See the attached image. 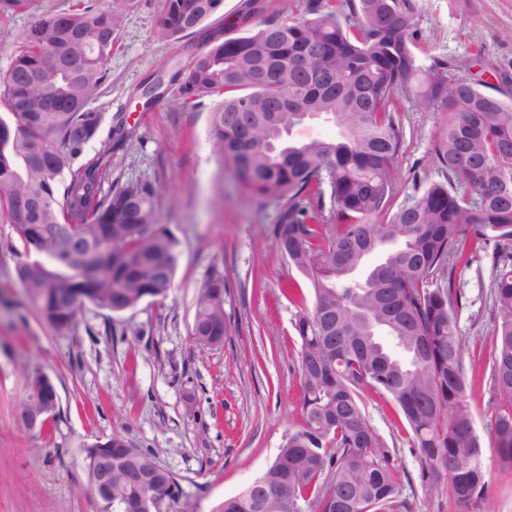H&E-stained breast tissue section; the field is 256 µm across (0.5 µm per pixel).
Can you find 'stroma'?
<instances>
[{
  "instance_id": "35a3bbf8",
  "label": "stroma",
  "mask_w": 512,
  "mask_h": 512,
  "mask_svg": "<svg viewBox=\"0 0 512 512\" xmlns=\"http://www.w3.org/2000/svg\"><path fill=\"white\" fill-rule=\"evenodd\" d=\"M76 0H21L0 7V71L20 37L49 13ZM419 65L450 62L455 74L512 99V0H409ZM313 0H224L205 27L217 40L257 25L308 15ZM162 0H138L124 15L105 78L92 95L103 125L84 155L110 160L104 191L127 184L156 192L159 220L175 242L174 286L161 302L144 300L114 313L86 305L59 333L27 301L9 251L16 234L0 213V512H111L87 491L82 449L118 435L151 452L178 481L197 512H211L243 490L277 456L300 420L299 302L282 291L300 273L278 252L272 234L282 202L256 198L222 167L210 134L216 97L183 104L177 71L207 49L201 36L160 38ZM403 146L392 173L395 203L421 194L448 173L434 148L448 130L442 105L397 99ZM125 127L119 143L109 128ZM493 245L459 262L458 331L475 428L488 439L498 407L491 380L499 319L492 281ZM224 279L227 334L204 347L190 336L204 282ZM47 374L58 404L46 427L31 431L17 412L30 379ZM368 419L401 473V512H512V469L487 451V498L460 505L426 494L422 463L394 401L369 393Z\"/></svg>"
}]
</instances>
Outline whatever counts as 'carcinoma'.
<instances>
[{"instance_id":"1","label":"carcinoma","mask_w":512,"mask_h":512,"mask_svg":"<svg viewBox=\"0 0 512 512\" xmlns=\"http://www.w3.org/2000/svg\"><path fill=\"white\" fill-rule=\"evenodd\" d=\"M224 0H163L159 34L201 33ZM76 3L43 16L25 31L0 83L8 115H0V211L13 225L15 273L39 316L63 333L75 324L71 297L98 308L164 300L176 272L169 232L159 224L155 192L139 185L99 194L107 163L80 156L98 134L102 113L91 107L104 78L123 10ZM359 23L342 21L333 0L312 17L271 21L251 34L215 43L180 75L182 103L224 97L210 117L218 155L254 195L284 201L273 236L277 250L306 279L311 300L297 312L302 398L300 422L275 460L240 494L214 512H393L399 473L366 414L362 395L392 398L422 462L431 494L458 503L486 498L489 471L466 396L458 336L459 295L450 261L466 245L501 246L493 281L499 322L491 379L499 397L491 439L497 460L512 468V102L469 84L448 85V68L423 69L411 41L408 0H358ZM316 45L309 62L319 79L291 67L278 79L254 81L269 53L285 64ZM405 92L448 109V132L436 156L448 186L432 184L392 208L391 172L402 147L393 100ZM298 112H240L247 98L273 105L284 96ZM333 122L332 140H300L292 130L310 120ZM65 187H60L64 173ZM21 199L43 203L27 224L15 223ZM391 213L384 224L375 222ZM59 226L104 257L101 274L78 279L79 260L61 254L40 227ZM227 332L224 277L211 276L195 305L191 334L218 345ZM112 436V512H146L152 490L159 512H191L173 476L156 485L131 471L159 467Z\"/></svg>"}]
</instances>
